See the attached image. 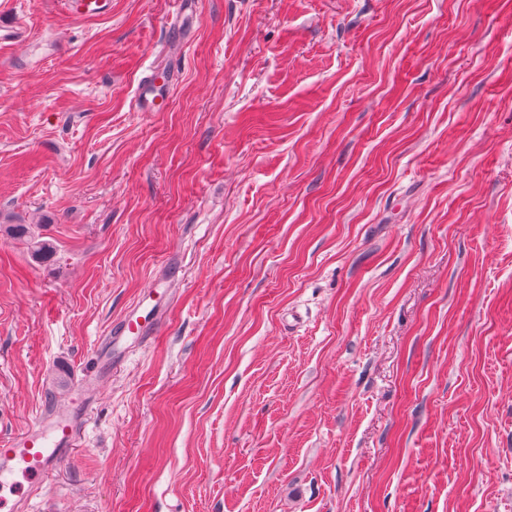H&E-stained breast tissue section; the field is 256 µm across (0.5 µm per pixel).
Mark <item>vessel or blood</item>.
I'll return each instance as SVG.
<instances>
[{
	"label": "vessel or blood",
	"instance_id": "1",
	"mask_svg": "<svg viewBox=\"0 0 512 512\" xmlns=\"http://www.w3.org/2000/svg\"><path fill=\"white\" fill-rule=\"evenodd\" d=\"M109 0H72L69 13L81 18L106 14ZM158 320L156 311L134 307L112 326L114 343L140 340ZM82 418L68 412H55L40 418L24 432L0 444V491H16L18 479H26L31 491H38L61 463L75 450Z\"/></svg>",
	"mask_w": 512,
	"mask_h": 512
}]
</instances>
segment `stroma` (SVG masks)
Instances as JSON below:
<instances>
[{
    "instance_id": "1",
    "label": "stroma",
    "mask_w": 512,
    "mask_h": 512,
    "mask_svg": "<svg viewBox=\"0 0 512 512\" xmlns=\"http://www.w3.org/2000/svg\"><path fill=\"white\" fill-rule=\"evenodd\" d=\"M63 2L0 0V441L88 411L0 512H512V0ZM71 4H67L66 10L81 18L96 17L106 14L109 1L108 0H72ZM152 298V292H149L132 310H130L123 319L112 325V342L119 344L131 338L138 342L149 328L157 323L158 315L156 305L146 314H142V308L147 299Z\"/></svg>"
}]
</instances>
